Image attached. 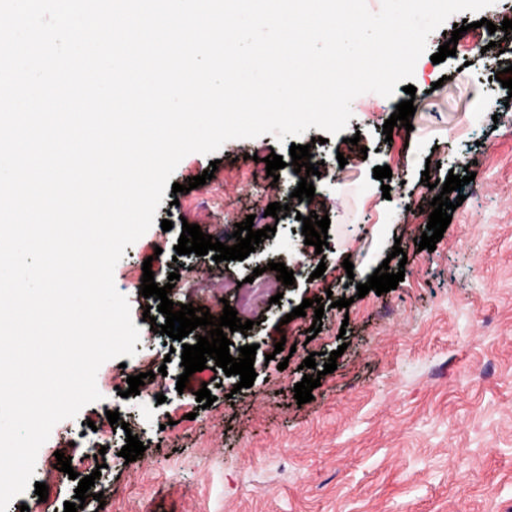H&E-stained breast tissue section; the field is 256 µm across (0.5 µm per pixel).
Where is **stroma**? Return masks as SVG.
Wrapping results in <instances>:
<instances>
[{"mask_svg": "<svg viewBox=\"0 0 512 512\" xmlns=\"http://www.w3.org/2000/svg\"><path fill=\"white\" fill-rule=\"evenodd\" d=\"M480 17L512 20V0L453 15L434 31L430 58L412 79L414 97L366 93L353 100L342 135L307 130L301 144L316 143L325 159L312 202L288 197L300 177L289 144L269 134L181 160L174 182L187 184L207 169L213 178L177 195L165 191L157 224L126 247L114 269L140 330L136 353L105 362L96 375L101 400L56 424L40 448L34 479L46 483L47 500L30 489L8 512L35 503L42 512H64L78 483L58 471L55 455L70 456L84 477L93 470L85 462L92 450L103 466L95 481L103 498L86 499L82 512H512V106L493 68L512 64V39L492 47V34L475 25ZM465 21L472 27L455 55L432 63L448 32ZM406 99L415 107L410 127L384 136L385 120ZM272 153L285 163L275 183L264 163ZM384 165L392 170L386 193L373 176ZM468 167L476 177L463 187L442 239L434 251L419 250L424 208L435 196L423 176L443 180ZM273 202L289 205V214L267 216ZM312 212L330 219L320 253L300 239V218ZM248 218L254 229L276 232L241 261L176 255L177 232L160 226L184 219L220 239ZM397 245L406 263L392 258ZM147 259L161 286L171 262L180 263L173 302L219 313L241 292L256 296L243 314L252 329L229 336L230 354L257 347L252 387L238 388V376L210 359L194 384L177 391L180 349L195 338L169 344L144 321L159 314L154 298L140 293ZM271 261L293 270L294 285L277 280ZM384 263L404 270L403 281L358 297V284ZM321 264L326 270L315 276ZM257 267L262 275H254ZM327 292L351 304L325 308L321 331L309 337L313 314L291 312ZM277 294L281 302L272 303ZM279 334L294 345L291 358L275 353ZM337 349L336 370L321 377L310 402L298 404L293 389L304 359L316 353L321 366ZM150 370L155 378H147ZM141 373L139 394H128L127 377ZM204 386L214 397L207 408L195 397ZM110 411L119 412V424L109 423ZM130 433L145 452L127 463L119 452Z\"/></svg>", "mask_w": 512, "mask_h": 512, "instance_id": "35a3bbf8", "label": "stroma"}]
</instances>
